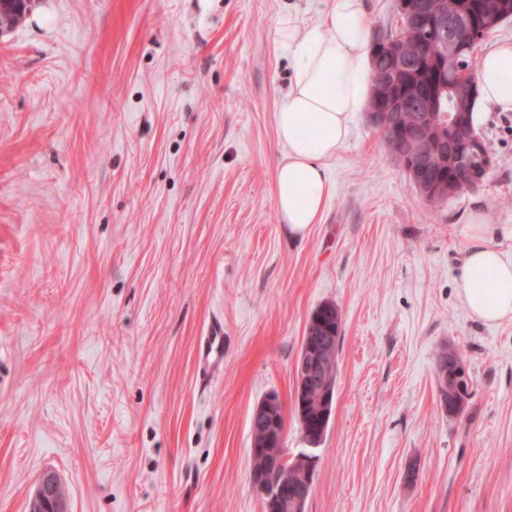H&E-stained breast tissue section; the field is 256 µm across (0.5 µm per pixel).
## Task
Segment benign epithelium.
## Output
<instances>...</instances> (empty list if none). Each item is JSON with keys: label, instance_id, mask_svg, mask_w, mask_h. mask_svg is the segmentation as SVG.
I'll use <instances>...</instances> for the list:
<instances>
[{"label": "benign epithelium", "instance_id": "1", "mask_svg": "<svg viewBox=\"0 0 512 512\" xmlns=\"http://www.w3.org/2000/svg\"><path fill=\"white\" fill-rule=\"evenodd\" d=\"M398 5L400 18L406 24H427L436 29L443 42L446 64L450 67L458 63L461 44L467 43L477 48L487 27L499 22L496 13L482 9L477 11V21L469 25V30L450 33L446 18L430 13L426 0H399ZM383 41V49L371 59L372 92L374 97L387 101V105L369 113V120L395 143L396 158L421 194L446 199L473 187L476 181L485 180L493 167V160L484 152L482 145L473 139L467 125L466 106L475 84L474 73H458L456 86L448 89L453 98L448 100L447 124L438 125L435 113L425 103L418 106L413 123L406 125L402 122L405 102L393 97L391 88L395 74L414 48L396 39L385 37ZM471 159L482 162L477 176L470 174L472 168L466 166ZM448 165L460 169L458 178L440 181L432 177L436 167ZM324 312L325 308L322 307L310 316L307 340L295 366V391L301 395L311 391L317 393V411L323 424L329 416V409L333 407L336 388L326 374L327 367L336 363V342ZM435 378L443 388L441 403L444 410L451 416L455 415L466 402L462 385L468 381V373L453 348L442 351ZM282 408L280 398L270 394L253 409L254 421L263 426L264 437L252 442L251 454L264 459L267 473H253L251 481L264 504L265 512H279L289 503L300 505L304 494L311 491L316 476V456L288 454L285 448L286 427L280 422ZM59 488L60 479L56 474H43L33 496L35 509L38 512H68V503L60 495Z\"/></svg>", "mask_w": 512, "mask_h": 512}]
</instances>
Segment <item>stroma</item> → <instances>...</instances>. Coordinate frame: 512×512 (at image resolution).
Returning a JSON list of instances; mask_svg holds the SVG:
<instances>
[{
    "instance_id": "obj_1",
    "label": "stroma",
    "mask_w": 512,
    "mask_h": 512,
    "mask_svg": "<svg viewBox=\"0 0 512 512\" xmlns=\"http://www.w3.org/2000/svg\"><path fill=\"white\" fill-rule=\"evenodd\" d=\"M330 4L36 0L0 34V512H28L47 471L70 512H263L250 416L271 393L289 453L318 456L305 512H512V319L476 322L458 295L470 213L512 225V112L478 128L485 183L435 208L356 113L291 238L273 32ZM326 302L343 328L313 448L294 366ZM449 347L470 377L454 417ZM222 341V328L214 327L201 345L200 365L204 371H213L220 364L219 349ZM458 354L461 361L457 358L453 348L449 347L443 350L441 360L439 355L436 361L437 370L435 367V378L443 388L441 403L444 410L451 416H454L467 400L462 393V385L464 382H468V373L462 362L464 361L462 353L458 351ZM464 408L460 413L464 411Z\"/></svg>"
}]
</instances>
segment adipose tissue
<instances>
[{
    "label": "adipose tissue",
    "instance_id": "obj_1",
    "mask_svg": "<svg viewBox=\"0 0 512 512\" xmlns=\"http://www.w3.org/2000/svg\"><path fill=\"white\" fill-rule=\"evenodd\" d=\"M369 25L359 0H333L321 23L281 20L275 40L293 61L288 96L276 113L282 155L276 197L291 235L317 223L328 193L324 163L345 143L354 115L364 111L372 91ZM478 96L474 123L486 111L512 112V42H502L476 66ZM473 245L459 282V295L477 321L512 318V259L483 239L491 226L473 212L465 226Z\"/></svg>",
    "mask_w": 512,
    "mask_h": 512
}]
</instances>
